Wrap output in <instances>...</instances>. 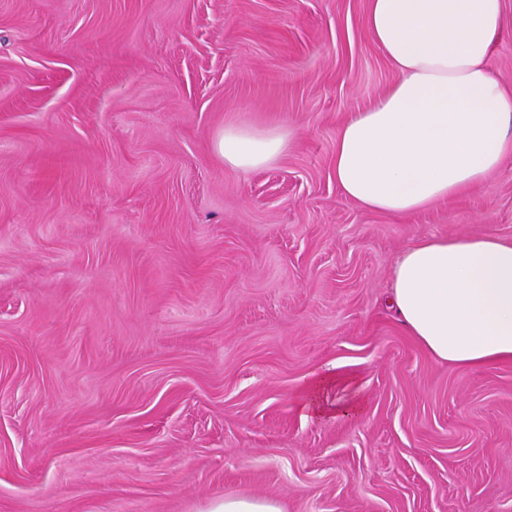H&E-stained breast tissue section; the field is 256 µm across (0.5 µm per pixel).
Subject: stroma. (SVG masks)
I'll use <instances>...</instances> for the list:
<instances>
[{
	"instance_id": "1",
	"label": "stroma",
	"mask_w": 512,
	"mask_h": 512,
	"mask_svg": "<svg viewBox=\"0 0 512 512\" xmlns=\"http://www.w3.org/2000/svg\"><path fill=\"white\" fill-rule=\"evenodd\" d=\"M367 0H0V512H512V362L388 309L422 237L512 239V156L402 216L336 134L397 73ZM227 126L290 132L225 166ZM335 364L360 415L305 418ZM209 512H283L271 499L247 496L224 497L216 501Z\"/></svg>"
}]
</instances>
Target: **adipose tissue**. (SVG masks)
<instances>
[{"label":"adipose tissue","instance_id":"1","mask_svg":"<svg viewBox=\"0 0 512 512\" xmlns=\"http://www.w3.org/2000/svg\"><path fill=\"white\" fill-rule=\"evenodd\" d=\"M368 32L398 73L341 126L332 159L340 191L359 205L405 215L480 186L512 153V87L488 59L512 26L504 0H368ZM290 135L228 126L214 148L226 166L260 169ZM386 303L423 348L461 367L512 361V240L493 234L422 238L390 273ZM306 417L362 410L337 366L308 373Z\"/></svg>","mask_w":512,"mask_h":512}]
</instances>
